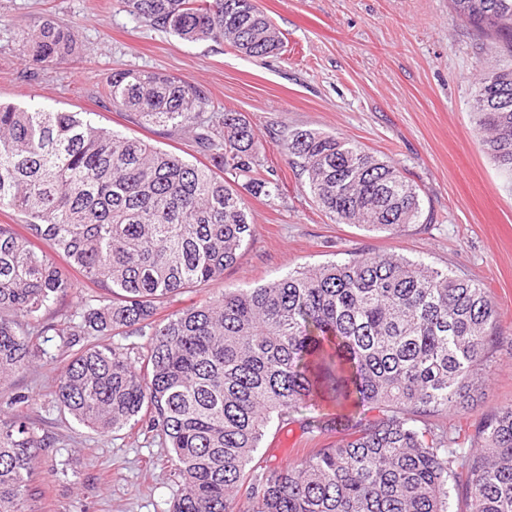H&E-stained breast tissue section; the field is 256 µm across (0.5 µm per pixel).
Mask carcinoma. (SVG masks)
Wrapping results in <instances>:
<instances>
[{"mask_svg": "<svg viewBox=\"0 0 512 512\" xmlns=\"http://www.w3.org/2000/svg\"><path fill=\"white\" fill-rule=\"evenodd\" d=\"M512 54V0H450ZM131 15L190 42L230 41L251 58L284 49L253 0H119ZM28 64L76 51L73 28L45 20L18 38ZM109 104L191 135L209 164L190 163L87 114L0 104V384L36 359L77 288L93 291L83 335L56 397L78 423L115 433L148 419L171 448L183 491L168 512H512V405L463 440L434 418L480 390L503 341L500 313L476 280L421 259L354 251L246 291L226 290L165 319L168 300L224 278L255 236L246 200L278 180L239 112L208 115L204 92L175 76L116 70ZM481 148L512 175V68L481 74L472 103ZM288 164L338 224L397 233L419 223L417 188L389 158L354 142L291 129ZM148 337L131 353L104 336ZM343 411L342 439L269 470L255 453L271 423L302 408ZM377 415L370 417L368 412ZM308 434L333 431L316 416ZM45 439L0 419V512H39Z\"/></svg>", "mask_w": 512, "mask_h": 512, "instance_id": "obj_1", "label": "carcinoma"}]
</instances>
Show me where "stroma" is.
Returning <instances> with one entry per match:
<instances>
[{
  "label": "stroma",
  "mask_w": 512,
  "mask_h": 512,
  "mask_svg": "<svg viewBox=\"0 0 512 512\" xmlns=\"http://www.w3.org/2000/svg\"><path fill=\"white\" fill-rule=\"evenodd\" d=\"M284 36L276 56L249 58L230 44L187 42L124 11L117 0H0V101L87 112L99 126L199 161L189 134L141 124L109 105L113 70L162 71L205 93L211 112L242 113L257 153L279 178L278 194L248 196L255 238L221 280L177 296L164 313L253 288L288 271L345 259L347 253L420 258L483 282L503 331H512V180L483 153L472 128L481 70L512 64L491 37L463 22L448 0H255ZM52 18L72 27L69 60L32 67L16 34ZM332 134L393 160L419 188L423 216L398 233L334 222L312 199L281 150L291 129ZM85 305L70 299L54 331L35 337L41 358L0 387V414H27L47 439L42 512H167L182 486L161 436L138 425L100 434L64 416L55 390L69 360L61 328L80 331ZM488 382L467 409L439 425L471 434L512 405V347L484 366ZM298 424L269 430L255 457L277 468L308 448L335 441Z\"/></svg>",
  "instance_id": "stroma-1"
}]
</instances>
